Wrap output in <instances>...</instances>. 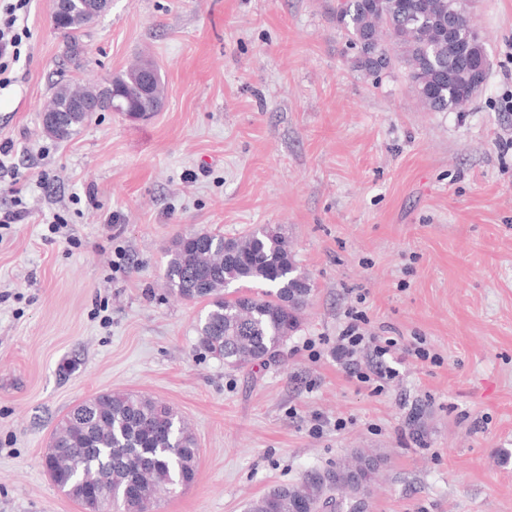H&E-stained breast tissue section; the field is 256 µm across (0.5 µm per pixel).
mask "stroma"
I'll return each mask as SVG.
<instances>
[{
	"instance_id": "1",
	"label": "stroma",
	"mask_w": 512,
	"mask_h": 512,
	"mask_svg": "<svg viewBox=\"0 0 512 512\" xmlns=\"http://www.w3.org/2000/svg\"><path fill=\"white\" fill-rule=\"evenodd\" d=\"M336 0H110L62 57L53 0H31L0 88V512H81L43 465L58 422L106 391L172 406L194 482L156 512H246L357 453L368 512H512V0H475L491 67L458 112L404 74L354 68ZM161 108L99 112L64 142L40 114L58 82L102 85L138 58ZM280 227L312 285L276 361L199 345L203 303L164 286L182 234ZM353 306L370 333L422 339L381 391L329 344Z\"/></svg>"
}]
</instances>
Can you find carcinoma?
Wrapping results in <instances>:
<instances>
[{
  "label": "carcinoma",
  "instance_id": "1",
  "mask_svg": "<svg viewBox=\"0 0 512 512\" xmlns=\"http://www.w3.org/2000/svg\"><path fill=\"white\" fill-rule=\"evenodd\" d=\"M95 19L88 0H73L71 11L54 19L65 39V55L74 62L84 54L83 29ZM336 23L346 31L353 65L380 77L397 66L417 81V95L434 112H452L457 88L448 75L468 66L462 41L448 44V0H337ZM152 79V102L164 94L162 74L150 59L140 60L112 79V89L129 105L143 104L142 84ZM105 89L69 83L53 87L42 115L44 130L65 140L92 120L66 104L104 96ZM165 286L188 300L205 301L197 332L200 346L233 368L276 360L288 336L299 326L309 296L308 279L299 271L280 229L261 226L234 238L197 231L179 237L169 252ZM236 281H260V296L225 292ZM195 438L173 407L134 393H103L76 405L61 421L45 457L55 461L53 483L83 504L85 487L110 486L112 496L97 512H125L127 504L145 505L166 486H188L196 474ZM371 461L353 471L338 472L351 497L371 480ZM316 475L298 484L271 487L248 504L247 512H304L322 501Z\"/></svg>",
  "mask_w": 512,
  "mask_h": 512
}]
</instances>
